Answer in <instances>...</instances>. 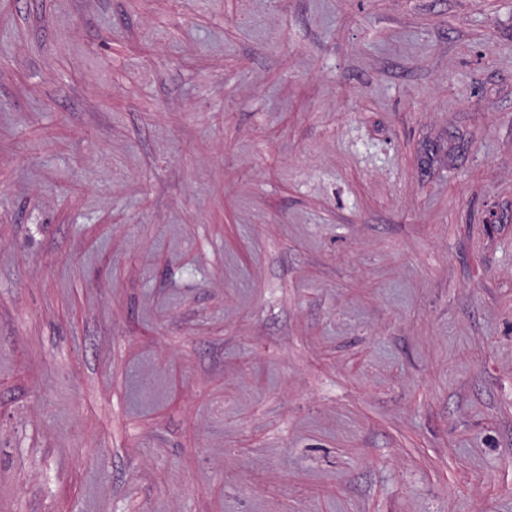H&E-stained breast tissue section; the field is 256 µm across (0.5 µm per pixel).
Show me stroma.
Returning a JSON list of instances; mask_svg holds the SVG:
<instances>
[{
    "instance_id": "stroma-1",
    "label": "stroma",
    "mask_w": 512,
    "mask_h": 512,
    "mask_svg": "<svg viewBox=\"0 0 512 512\" xmlns=\"http://www.w3.org/2000/svg\"><path fill=\"white\" fill-rule=\"evenodd\" d=\"M0 512H512V0H0Z\"/></svg>"
}]
</instances>
